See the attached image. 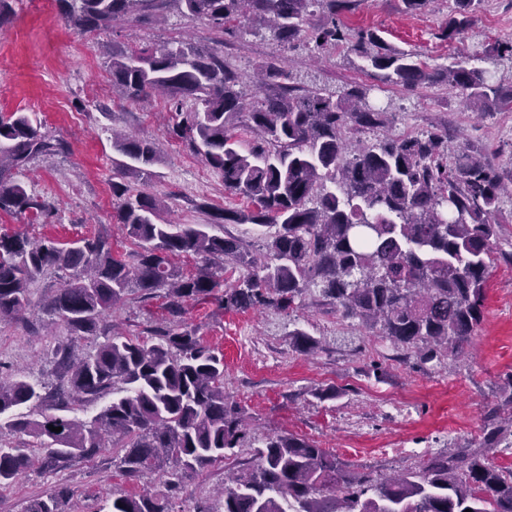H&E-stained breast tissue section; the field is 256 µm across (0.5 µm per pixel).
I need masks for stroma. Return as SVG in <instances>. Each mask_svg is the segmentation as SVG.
Returning a JSON list of instances; mask_svg holds the SVG:
<instances>
[{
    "instance_id": "1",
    "label": "stroma",
    "mask_w": 512,
    "mask_h": 512,
    "mask_svg": "<svg viewBox=\"0 0 512 512\" xmlns=\"http://www.w3.org/2000/svg\"><path fill=\"white\" fill-rule=\"evenodd\" d=\"M11 23L0 28V113L25 112L42 131L65 145L63 152L34 160L21 176L29 191L54 209L48 223L0 214V232L23 233L60 242L103 234L117 255L134 248L117 222L118 200L112 185L158 196L162 220L210 224L213 234L233 235L259 251L266 231L251 224L211 225L219 209H244L245 199L225 190L219 172L186 143L171 138L176 118L161 98L126 101L113 90L109 50L164 45L185 38L204 44L212 34L177 10L148 23L128 22L99 33L67 25L54 0H14ZM454 0H430L420 12L403 10L400 0H361L344 21L371 27L399 49L419 55L429 68L462 60L492 72L512 86V57L490 53L491 45L512 43V0H482L470 28L458 39L441 33ZM224 54L245 89L254 85V65L279 56L303 86L336 92L350 85L370 87L371 101L387 111L383 135L398 137L447 131L448 151L480 149L495 157L503 177L512 176V111L478 112L444 85L408 90L382 83L362 70L346 48L318 50L308 41L284 49L269 30L249 23L224 36ZM120 130L152 143L157 160L151 178L117 171L112 133ZM59 285L41 277L30 285L31 309L23 320L0 323V377L23 376L54 389L59 382L54 347L67 329L46 315L45 302ZM161 294L133 293L108 311L95 336L82 340L93 351L113 331L147 336L171 318ZM183 324L196 329L205 344L224 356V392L242 410L252 440L290 432L316 443L355 471L379 479L397 475L430 455L460 446H483L492 463L512 469V448L486 439L487 416H512V393L505 391L512 372V263L495 260L489 275L483 320L458 357L423 362L418 349L395 351L358 320L345 319L317 293L302 297L294 311H227L216 300L187 303ZM314 336L315 352L295 350L290 331ZM334 389L320 399L318 389ZM225 466L216 463L193 473L171 501L172 512H197L202 499L214 498ZM63 480L70 495L64 512H96L115 490H159V478L122 476L111 449L75 463L60 476L27 470L0 490V512H23L29 500Z\"/></svg>"
}]
</instances>
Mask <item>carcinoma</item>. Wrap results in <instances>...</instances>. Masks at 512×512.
I'll list each match as a JSON object with an SVG mask.
<instances>
[{
  "label": "carcinoma",
  "mask_w": 512,
  "mask_h": 512,
  "mask_svg": "<svg viewBox=\"0 0 512 512\" xmlns=\"http://www.w3.org/2000/svg\"><path fill=\"white\" fill-rule=\"evenodd\" d=\"M59 15L85 33L118 20L157 19L177 5L190 22L215 37L209 45L136 47L112 53V87L133 102L157 93L181 116L173 134L188 141L246 199V210L224 209L217 224L273 227L264 251L221 237L206 224L161 223L159 198L112 183L117 218L136 250L113 254L107 238L70 243L32 241L0 233V322L24 318L34 279L66 274L46 310L69 335L54 355L66 383L54 390L55 412L39 419L0 422V489L33 465L56 474L91 459L112 441L122 474L140 478L164 470L165 491L114 492L108 512H171L168 493L196 470L248 449L217 501L199 512H512V470L489 462L481 448L432 456L383 481L355 472L336 455L292 433L246 443L240 408L224 395V357L176 325L154 336L114 335L84 356L79 340L97 335L103 314L133 293L166 290V309L182 315L189 301L215 299L226 310L268 307L287 311L314 289L348 319H357L396 351L423 348L428 362L457 354L481 323L488 271L502 218V174L470 151L448 162V133L382 137L349 150L354 131L376 132L386 112L370 104V88L340 94L305 89L277 58L263 60L250 104L224 60V30L243 19L268 25L282 46L307 39L322 51L347 44L373 75L403 88L445 84L489 112L512 109L505 91L485 70L456 61L430 69L412 53L386 43L371 28L348 32L337 17L355 0H55ZM444 36L467 29L481 0H455ZM256 137L244 152L235 131ZM120 155L143 165L156 160L152 144L133 136L113 140ZM64 144L40 131L25 112L0 113V211L35 221L50 215L17 174L38 156ZM192 257L184 274L174 260ZM303 353L318 341L291 333ZM112 398L89 422L74 407ZM39 384L20 377L0 381V416L40 403ZM489 413L488 438L512 447L509 432ZM61 428L56 433L49 426ZM32 442L5 443L4 431ZM68 487L59 483L30 500L24 512H62Z\"/></svg>",
  "instance_id": "1"
}]
</instances>
